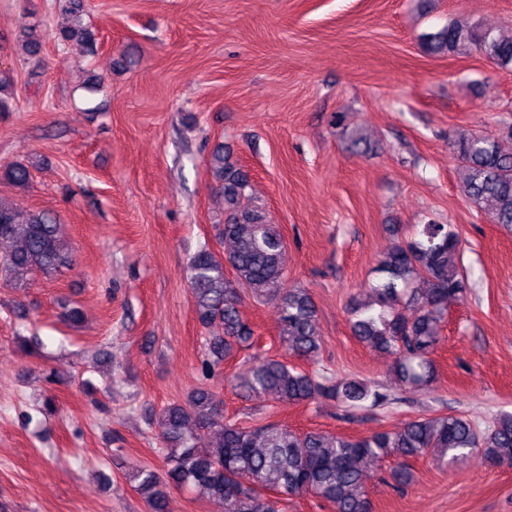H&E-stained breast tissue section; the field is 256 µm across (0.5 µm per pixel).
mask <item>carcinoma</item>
Instances as JSON below:
<instances>
[{
	"label": "carcinoma",
	"mask_w": 512,
	"mask_h": 512,
	"mask_svg": "<svg viewBox=\"0 0 512 512\" xmlns=\"http://www.w3.org/2000/svg\"><path fill=\"white\" fill-rule=\"evenodd\" d=\"M84 0H70L67 24L58 41L96 45L84 25ZM431 56L489 54L512 75V36L453 22L422 35ZM36 29H21L20 47L29 57L40 51ZM465 197L494 223L512 227V127L502 140L471 132L451 140ZM210 171L224 199V223L217 225L220 254L205 246L189 259L187 276L199 326L207 333L203 366L209 369L252 347L253 329L241 314L243 296L272 303L279 315V337L289 355L316 359L321 351L315 304L304 288L286 286L288 246L278 228L249 199L250 178L229 160L224 148L211 154ZM5 177L18 187L30 179L18 163ZM0 242L15 247L0 254V279L14 285L32 275H51L75 264L62 225L50 211H27L0 199ZM459 232L451 224L430 222L414 237L386 250L378 260L371 298L350 308L353 334L368 347L394 358L391 374L421 389L436 378L435 351L448 307L463 301L470 286L459 269ZM245 373L230 383L248 395L290 404L328 399L349 409L385 406L393 398L377 382L306 372L270 357H243ZM152 424L165 451V467L133 474L136 491L149 512H171L170 491L197 492L224 504V512H284L287 499L313 496L334 512H372L362 464L397 460L389 478H409L407 460L431 457L436 465L463 462L479 454L492 466L512 465V414L480 428L456 415L422 417L399 430L369 435L297 432L277 422L243 427L224 420V400L204 387L188 393L185 404L169 403ZM215 429L219 442L201 448L197 432ZM279 497L273 498L269 493Z\"/></svg>",
	"instance_id": "obj_1"
}]
</instances>
